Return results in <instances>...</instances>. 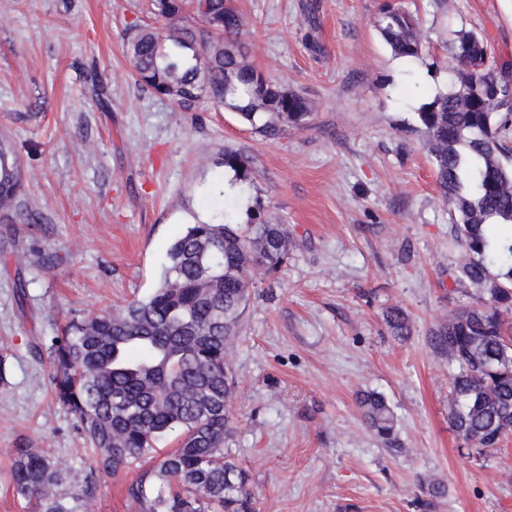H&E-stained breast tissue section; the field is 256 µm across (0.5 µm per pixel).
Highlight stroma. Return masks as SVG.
<instances>
[{
    "label": "stroma",
    "instance_id": "obj_1",
    "mask_svg": "<svg viewBox=\"0 0 512 512\" xmlns=\"http://www.w3.org/2000/svg\"><path fill=\"white\" fill-rule=\"evenodd\" d=\"M384 3L235 0L251 62L314 104L307 127L269 139L235 113L180 112L135 83L123 33L146 0H0V137L34 216L0 222V512H28L8 482L20 443L72 464L69 492L88 472L31 345L66 319L148 297L169 245L228 201L236 223L263 210L293 243L277 276L255 279L230 353L225 446L257 512H512V436L481 455L448 420V355L432 333L477 291L451 278L464 251L416 119L450 87L454 32L512 62V0H403L424 33L410 59L375 27ZM228 147L252 158L229 192ZM393 305L411 318L402 340L383 320ZM371 390L394 412L397 448L363 421L357 397ZM131 480L98 477L94 512H140Z\"/></svg>",
    "mask_w": 512,
    "mask_h": 512
}]
</instances>
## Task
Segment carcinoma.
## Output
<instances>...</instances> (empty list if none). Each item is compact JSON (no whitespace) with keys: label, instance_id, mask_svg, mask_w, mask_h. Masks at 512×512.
Returning a JSON list of instances; mask_svg holds the SVG:
<instances>
[{"label":"carcinoma","instance_id":"carcinoma-1","mask_svg":"<svg viewBox=\"0 0 512 512\" xmlns=\"http://www.w3.org/2000/svg\"><path fill=\"white\" fill-rule=\"evenodd\" d=\"M154 24L137 25L127 55L139 82L188 112L209 102L237 113L266 137L305 127L313 103L257 69L247 51V23L234 0H150ZM394 55L415 58L423 35L413 14L388 3L376 21ZM455 81L417 112L437 172L441 201L467 255L454 283L478 297L448 314L433 332L448 352L451 427L467 448L499 447L512 432V67L493 66L484 39L460 31L451 45ZM222 164L248 177L251 157L226 148ZM23 174L0 140V213L27 224ZM283 224L233 223L229 204L217 222L188 226L167 250L154 291L112 312L74 318L45 346L48 382L93 452L78 497L63 492L71 468L42 448L14 449L9 481L32 512H90L96 476L138 466L127 495L144 512H255L248 475L224 452L232 434L233 370L228 346L249 301L252 271L272 275L288 263ZM392 336L410 334L399 306L384 312ZM358 407L385 444L396 420L385 397L365 391ZM174 436L178 448L158 454Z\"/></svg>","mask_w":512,"mask_h":512}]
</instances>
